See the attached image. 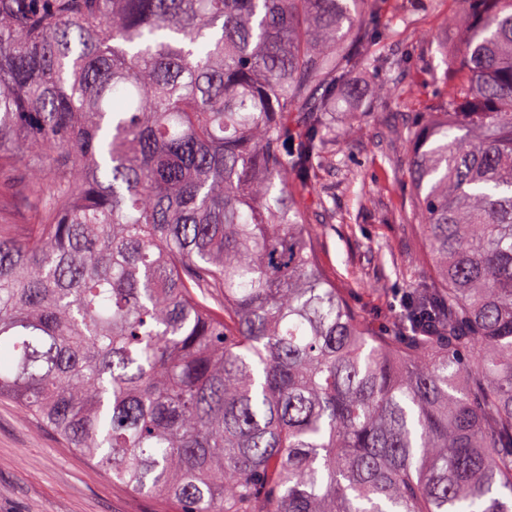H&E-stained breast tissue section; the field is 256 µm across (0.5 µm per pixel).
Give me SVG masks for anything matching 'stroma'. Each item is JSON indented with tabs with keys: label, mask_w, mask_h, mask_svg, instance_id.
Here are the masks:
<instances>
[{
	"label": "stroma",
	"mask_w": 512,
	"mask_h": 512,
	"mask_svg": "<svg viewBox=\"0 0 512 512\" xmlns=\"http://www.w3.org/2000/svg\"><path fill=\"white\" fill-rule=\"evenodd\" d=\"M467 0H368L366 17L386 31L377 46L386 68L368 61L352 74L355 93H339L314 176L289 189L313 228L317 255L358 316L387 329L400 302L431 285L415 221L404 131L454 91L447 56L464 41ZM390 95L376 93L379 85ZM0 512H175L130 494L0 398Z\"/></svg>",
	"instance_id": "stroma-1"
}]
</instances>
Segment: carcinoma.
I'll use <instances>...</instances> for the list:
<instances>
[{"label":"carcinoma","instance_id":"1","mask_svg":"<svg viewBox=\"0 0 512 512\" xmlns=\"http://www.w3.org/2000/svg\"><path fill=\"white\" fill-rule=\"evenodd\" d=\"M365 0H0V397L179 512H512V0L410 179L434 285L371 331L288 173ZM34 195L32 189H23L13 197L4 199L1 206V214L11 224H27L29 210L26 200Z\"/></svg>","mask_w":512,"mask_h":512}]
</instances>
